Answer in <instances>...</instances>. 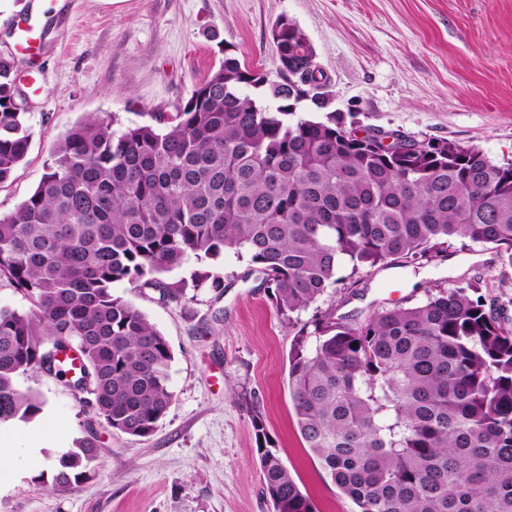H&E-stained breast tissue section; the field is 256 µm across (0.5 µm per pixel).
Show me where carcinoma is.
<instances>
[{"instance_id": "obj_1", "label": "carcinoma", "mask_w": 512, "mask_h": 512, "mask_svg": "<svg viewBox=\"0 0 512 512\" xmlns=\"http://www.w3.org/2000/svg\"><path fill=\"white\" fill-rule=\"evenodd\" d=\"M288 21L285 69L245 67L229 48L184 109L122 127L90 115L60 139L47 172L0 215V277L29 302L0 308V423L45 401L18 387L52 378L109 427L150 436L173 402L167 338L112 286L190 303L218 271L170 282L190 258H250L288 324L364 268L404 267L469 240L512 267V164L447 140L382 138L331 109L329 80ZM17 62L0 55V184L30 133ZM461 281L419 303L315 321L289 351L299 432L356 512H512V326ZM74 346L70 377L61 353ZM260 479L273 512H317L254 415ZM93 433L61 454L55 487L96 467Z\"/></svg>"}]
</instances>
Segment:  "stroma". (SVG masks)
<instances>
[{
	"label": "stroma",
	"mask_w": 512,
	"mask_h": 512,
	"mask_svg": "<svg viewBox=\"0 0 512 512\" xmlns=\"http://www.w3.org/2000/svg\"><path fill=\"white\" fill-rule=\"evenodd\" d=\"M0 0V53H12L14 27L32 19L41 50L18 56L28 93L30 148L0 185V214L13 211L47 171L57 141L86 114L125 125L176 112L233 45L249 69L275 75L271 30L296 22L331 80L333 107L349 122L417 139H447L512 163V0ZM38 70L39 92L29 75ZM189 260L169 281L212 269ZM247 258L226 253L217 267L223 293L201 288L193 302L160 303L149 289L115 283L168 339L173 403L147 438L114 432L51 379H19L45 401L49 431L10 439L0 512H272L256 464L254 416L318 512H353L305 446L288 388L296 327L277 315L269 291L248 276ZM468 279L512 319V268L488 247L454 241L406 267L364 269L302 312H366L411 304ZM222 320H215V313ZM94 433L98 460L79 487L41 478L73 443Z\"/></svg>",
	"instance_id": "obj_1"
}]
</instances>
